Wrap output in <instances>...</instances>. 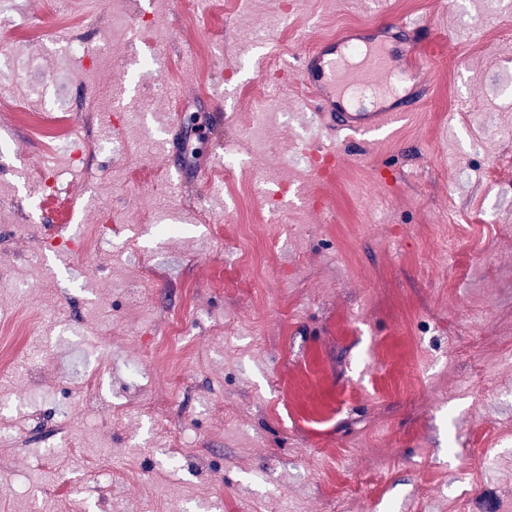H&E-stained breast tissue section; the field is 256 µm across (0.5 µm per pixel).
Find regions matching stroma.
Returning <instances> with one entry per match:
<instances>
[{
    "instance_id": "stroma-1",
    "label": "stroma",
    "mask_w": 512,
    "mask_h": 512,
    "mask_svg": "<svg viewBox=\"0 0 512 512\" xmlns=\"http://www.w3.org/2000/svg\"><path fill=\"white\" fill-rule=\"evenodd\" d=\"M381 10L419 24L434 84L400 141L333 143L345 162L312 208L302 155L323 140L296 59L312 32ZM0 14V424L29 435L34 407L57 413L77 360L100 376L95 406H74L77 450L29 436L0 465V512H53L41 491L58 476L78 490L62 512H329L327 483L351 474L383 488L363 512H512V167L487 173L512 152V0H225L218 45L182 0ZM259 54L277 71L268 106ZM90 135L100 148L73 165ZM179 165L206 173L191 195L168 178ZM50 192L79 202L69 225L91 254L45 248ZM173 306L187 386L168 391L148 350ZM155 397L166 417L101 412ZM107 447L108 496L87 465Z\"/></svg>"
}]
</instances>
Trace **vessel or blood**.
I'll return each mask as SVG.
<instances>
[{"mask_svg": "<svg viewBox=\"0 0 512 512\" xmlns=\"http://www.w3.org/2000/svg\"><path fill=\"white\" fill-rule=\"evenodd\" d=\"M415 29L407 21L383 19L350 24L313 39L299 60L298 71L326 139L391 135L415 111L432 86L433 69L417 56L413 44L396 54L384 38L390 30L407 37ZM394 69L413 79L411 99L387 98L369 112L353 105L350 89L370 86Z\"/></svg>", "mask_w": 512, "mask_h": 512, "instance_id": "1", "label": "vessel or blood"}]
</instances>
